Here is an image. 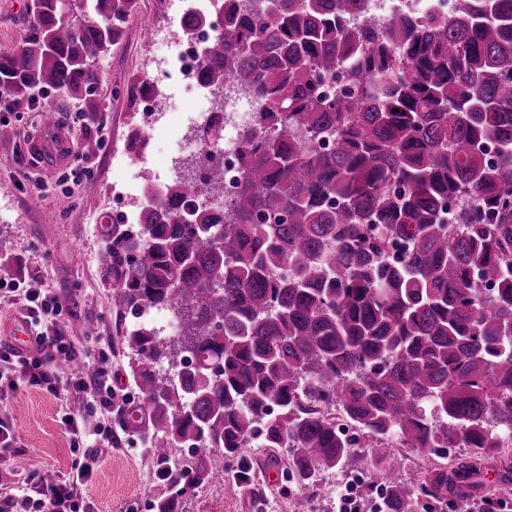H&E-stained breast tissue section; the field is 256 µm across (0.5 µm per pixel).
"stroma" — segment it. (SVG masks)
<instances>
[{
	"label": "stroma",
	"instance_id": "35a3bbf8",
	"mask_svg": "<svg viewBox=\"0 0 512 512\" xmlns=\"http://www.w3.org/2000/svg\"><path fill=\"white\" fill-rule=\"evenodd\" d=\"M28 4L0 0V52L26 36ZM180 7L179 0H140L139 24L128 26L100 62L104 80L98 93L107 107L103 121L50 96L71 137L64 165L35 168L25 144L0 145V184L10 187L0 194V262L8 265L10 279L39 280L62 298L68 311L65 332L78 359L88 366L107 357L112 382L121 388L131 382L118 339V317L101 276L103 241L92 218L111 211L112 186L124 175L113 165L112 155L126 150L139 130L136 86L141 73L153 68L150 31L166 27ZM34 182L54 187V194L35 198L30 189ZM85 405L81 395L53 396L25 385L0 402L14 419L20 457L51 479L66 474L73 459L61 418ZM149 444V436L122 434L82 492L90 512H155L162 490L153 477ZM245 456L253 473L250 485L202 486L185 499L183 512H289L299 497L307 500L310 512H336L347 480L363 486L378 479L366 458L355 473L336 470L316 487H302L286 476L285 450L249 448Z\"/></svg>",
	"mask_w": 512,
	"mask_h": 512
}]
</instances>
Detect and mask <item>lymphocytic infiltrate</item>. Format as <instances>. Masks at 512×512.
Returning <instances> with one entry per match:
<instances>
[{"mask_svg": "<svg viewBox=\"0 0 512 512\" xmlns=\"http://www.w3.org/2000/svg\"><path fill=\"white\" fill-rule=\"evenodd\" d=\"M0 292L17 299L20 314L34 329L28 350L16 348L10 340L0 339V399L26 385L56 395L76 389L90 403L104 408L129 403L124 389L113 386L110 374L89 375L81 370L67 375L58 371L56 359L71 355L75 347L64 332L65 307L60 297L30 280L24 283L0 279ZM73 446L74 459L68 474L58 480L47 478L34 468L14 471L11 496L0 501V512H82L77 495L87 485L102 456L111 453L119 434L106 426L86 429L83 412H70L63 418Z\"/></svg>", "mask_w": 512, "mask_h": 512, "instance_id": "1", "label": "lymphocytic infiltrate"}]
</instances>
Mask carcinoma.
I'll return each instance as SVG.
<instances>
[{"label":"carcinoma","instance_id":"carcinoma-1","mask_svg":"<svg viewBox=\"0 0 512 512\" xmlns=\"http://www.w3.org/2000/svg\"><path fill=\"white\" fill-rule=\"evenodd\" d=\"M200 82L232 77L262 101L229 210L193 198L214 168L108 224L101 265L117 314L172 312L163 336H121L143 408L113 413L151 435L156 512L224 482L257 439L314 487L369 455L389 478L377 512H448L487 487L512 436V0H454L419 25L347 19L363 0H223ZM139 0H32L28 35L0 52L12 106L54 93L97 116L98 60ZM78 13L76 27L63 25ZM344 63L352 90L321 87ZM311 134L303 140L295 129ZM499 150L490 164L485 146ZM408 243L398 264L392 240ZM187 449L185 473L169 465ZM451 463L393 478L400 450Z\"/></svg>","mask_w":512,"mask_h":512}]
</instances>
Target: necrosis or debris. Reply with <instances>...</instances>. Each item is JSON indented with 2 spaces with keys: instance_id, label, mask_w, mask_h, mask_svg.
I'll return each mask as SVG.
<instances>
[{
  "instance_id": "1",
  "label": "necrosis or debris",
  "mask_w": 512,
  "mask_h": 512,
  "mask_svg": "<svg viewBox=\"0 0 512 512\" xmlns=\"http://www.w3.org/2000/svg\"><path fill=\"white\" fill-rule=\"evenodd\" d=\"M210 6L211 0H187L183 10L172 15L169 33L159 42L157 68L143 76L150 91L140 98L138 109L144 128L171 132L172 147L166 162L169 173L179 174L180 156L198 157L201 173L214 168L223 170V198L229 201L235 198L243 177V136L256 125L260 99L256 94L239 92L236 80L228 78L223 90H203L191 109H177L179 90L198 87L201 54L214 35L208 27L195 30L189 37L182 35L183 18L187 12H203ZM366 9L370 17L381 21L396 13L421 21L432 13H451L452 0H367ZM219 102L224 105L222 138L212 145L203 144L196 132L214 117Z\"/></svg>"
}]
</instances>
